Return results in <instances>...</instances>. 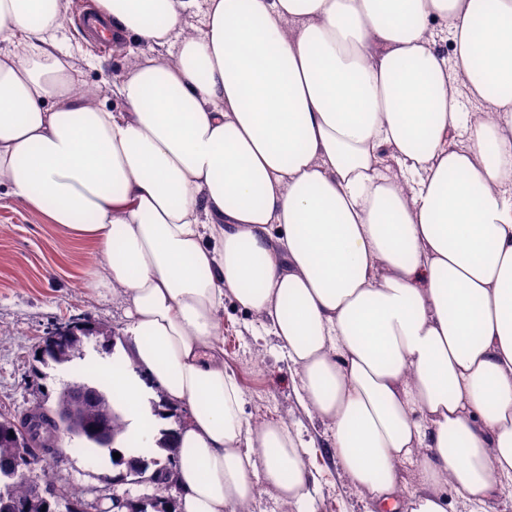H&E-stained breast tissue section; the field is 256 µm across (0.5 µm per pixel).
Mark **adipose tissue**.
<instances>
[{"label":"adipose tissue","mask_w":512,"mask_h":512,"mask_svg":"<svg viewBox=\"0 0 512 512\" xmlns=\"http://www.w3.org/2000/svg\"><path fill=\"white\" fill-rule=\"evenodd\" d=\"M97 14L149 49L112 84L119 112L56 51L62 0H0V185L89 241L83 288L125 306L131 355L93 371L126 441L155 446L154 393L190 408L177 512H243L260 485L314 502L302 441L244 417L228 300L375 512H486L512 485V0Z\"/></svg>","instance_id":"ef3b65f1"}]
</instances>
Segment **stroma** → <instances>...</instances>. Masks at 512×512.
<instances>
[{
	"instance_id": "obj_1",
	"label": "stroma",
	"mask_w": 512,
	"mask_h": 512,
	"mask_svg": "<svg viewBox=\"0 0 512 512\" xmlns=\"http://www.w3.org/2000/svg\"><path fill=\"white\" fill-rule=\"evenodd\" d=\"M80 2L65 0L57 44L72 54L82 86L111 83L143 47L135 43L130 50L107 53L93 48L76 25ZM93 253L91 246L75 241L45 215L18 205L0 187V414L23 412L37 399L55 407L67 384L86 380V367L100 358L93 346H86L83 358L63 366L40 362L44 340L59 327L72 322L109 325L115 333L114 354L122 356V302L89 297L82 287ZM224 334V361L243 388L246 420L284 421L308 445L305 461L317 485L314 512H371L367 492L351 480L329 446V425L299 406L295 369L283 359L275 339L263 335L258 322L229 301L224 304ZM61 445L64 453L57 462L32 469L31 479L78 489L86 504L100 495L137 499L152 494L149 481H113L109 460L95 457L85 440L66 438Z\"/></svg>"
}]
</instances>
